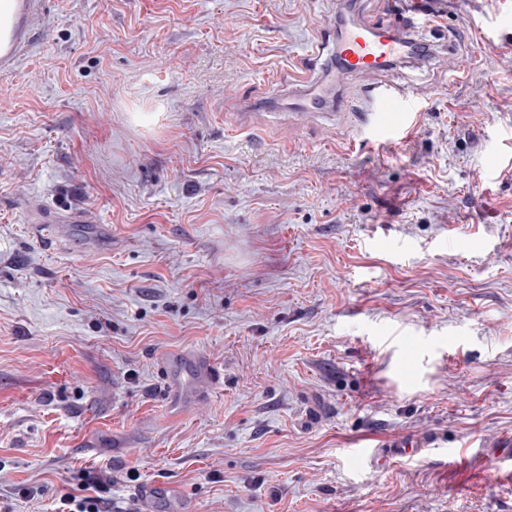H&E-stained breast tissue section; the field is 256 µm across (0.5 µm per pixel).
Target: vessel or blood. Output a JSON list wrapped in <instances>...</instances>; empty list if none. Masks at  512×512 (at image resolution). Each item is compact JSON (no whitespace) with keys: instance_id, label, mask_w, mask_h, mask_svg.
Instances as JSON below:
<instances>
[{"instance_id":"vessel-or-blood-1","label":"vessel or blood","mask_w":512,"mask_h":512,"mask_svg":"<svg viewBox=\"0 0 512 512\" xmlns=\"http://www.w3.org/2000/svg\"><path fill=\"white\" fill-rule=\"evenodd\" d=\"M403 24L383 25L360 18H336L321 32L319 45L306 53L309 76L288 92L298 115L344 110L349 100L344 93L347 80L368 77L362 86L365 108L355 115L360 128H371L376 139L388 140L410 131L414 113L407 86L396 67L410 49ZM180 357L165 359L164 394L176 401L183 382L178 370Z\"/></svg>"}]
</instances>
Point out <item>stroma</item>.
<instances>
[{
	"label": "stroma",
	"mask_w": 512,
	"mask_h": 512,
	"mask_svg": "<svg viewBox=\"0 0 512 512\" xmlns=\"http://www.w3.org/2000/svg\"><path fill=\"white\" fill-rule=\"evenodd\" d=\"M24 2L0 506L54 512L87 469L136 512L150 484L152 512H512V0H356L434 45L386 141L343 114L240 129L336 0ZM186 351L220 383L173 411L160 366ZM352 448L384 460L352 472Z\"/></svg>",
	"instance_id": "1"
}]
</instances>
